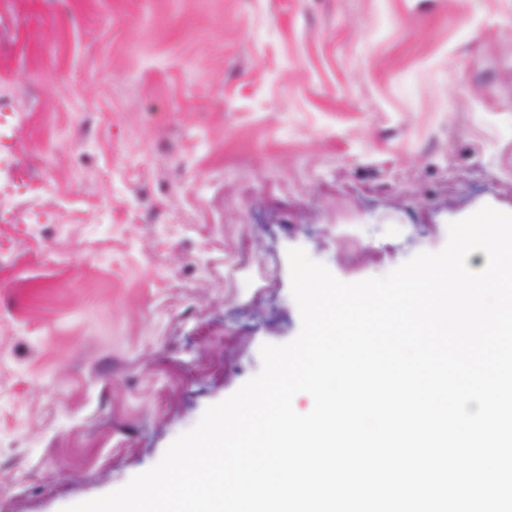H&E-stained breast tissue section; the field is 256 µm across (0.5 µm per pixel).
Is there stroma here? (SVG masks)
Wrapping results in <instances>:
<instances>
[{
    "mask_svg": "<svg viewBox=\"0 0 512 512\" xmlns=\"http://www.w3.org/2000/svg\"><path fill=\"white\" fill-rule=\"evenodd\" d=\"M59 224H0V512L155 466L340 280L512 211V0H0Z\"/></svg>",
    "mask_w": 512,
    "mask_h": 512,
    "instance_id": "35a3bbf8",
    "label": "stroma"
}]
</instances>
